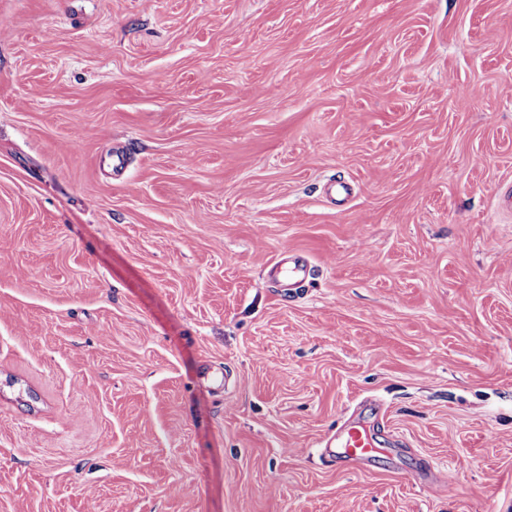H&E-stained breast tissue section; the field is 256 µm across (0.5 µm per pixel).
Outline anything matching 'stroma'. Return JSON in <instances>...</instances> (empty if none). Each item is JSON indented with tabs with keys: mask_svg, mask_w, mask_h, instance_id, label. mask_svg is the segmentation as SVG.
<instances>
[{
	"mask_svg": "<svg viewBox=\"0 0 512 512\" xmlns=\"http://www.w3.org/2000/svg\"><path fill=\"white\" fill-rule=\"evenodd\" d=\"M510 187L512 0H0V512H512ZM273 273L288 279L289 285L299 286L305 280L308 271L307 261L299 256L280 258L273 264ZM339 439L338 457L341 460L365 462L376 453L370 433L359 424L344 427Z\"/></svg>",
	"mask_w": 512,
	"mask_h": 512,
	"instance_id": "stroma-1",
	"label": "stroma"
}]
</instances>
